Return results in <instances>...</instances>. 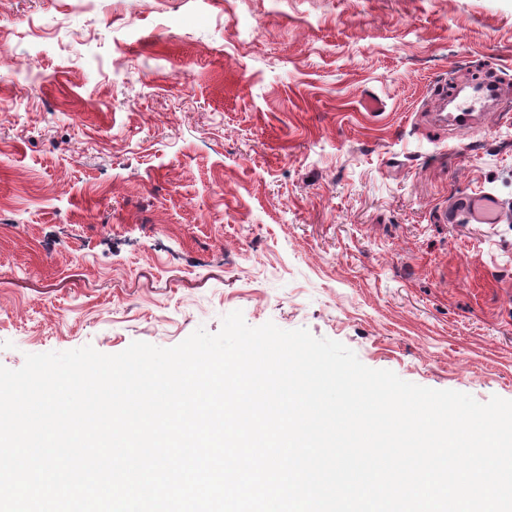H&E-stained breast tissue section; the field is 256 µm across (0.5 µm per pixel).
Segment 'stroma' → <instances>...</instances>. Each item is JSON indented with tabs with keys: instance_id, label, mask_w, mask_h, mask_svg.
<instances>
[{
	"instance_id": "stroma-1",
	"label": "stroma",
	"mask_w": 512,
	"mask_h": 512,
	"mask_svg": "<svg viewBox=\"0 0 512 512\" xmlns=\"http://www.w3.org/2000/svg\"><path fill=\"white\" fill-rule=\"evenodd\" d=\"M0 55L1 366L239 310L512 400V107L430 119L512 84V0H0ZM455 214L470 224H499L502 206L499 199L490 191L480 190L458 198L455 201Z\"/></svg>"
}]
</instances>
